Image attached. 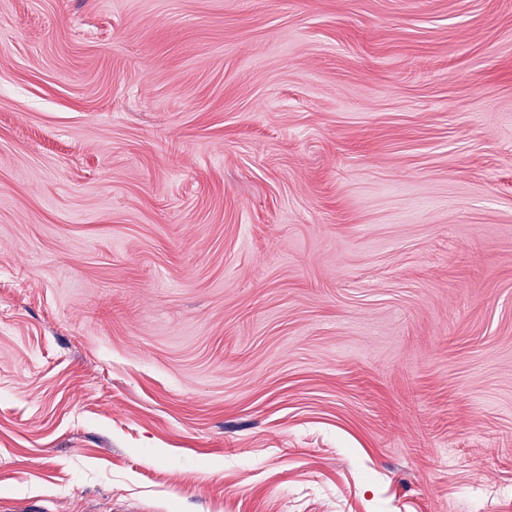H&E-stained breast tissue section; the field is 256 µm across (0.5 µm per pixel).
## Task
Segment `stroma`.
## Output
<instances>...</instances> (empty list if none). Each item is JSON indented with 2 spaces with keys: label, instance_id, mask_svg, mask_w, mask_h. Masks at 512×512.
<instances>
[{
  "label": "stroma",
  "instance_id": "1",
  "mask_svg": "<svg viewBox=\"0 0 512 512\" xmlns=\"http://www.w3.org/2000/svg\"><path fill=\"white\" fill-rule=\"evenodd\" d=\"M0 512H512V0H0Z\"/></svg>",
  "mask_w": 512,
  "mask_h": 512
}]
</instances>
